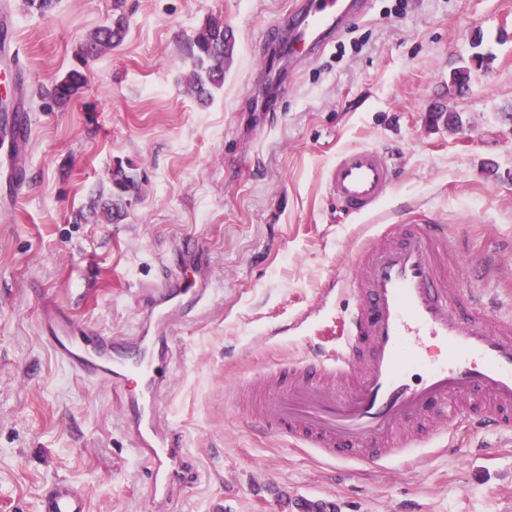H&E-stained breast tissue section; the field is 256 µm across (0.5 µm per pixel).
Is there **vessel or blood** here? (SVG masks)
Masks as SVG:
<instances>
[{
	"mask_svg": "<svg viewBox=\"0 0 512 512\" xmlns=\"http://www.w3.org/2000/svg\"><path fill=\"white\" fill-rule=\"evenodd\" d=\"M366 0H298L285 39L293 54L313 53L362 15ZM31 133L11 116V145ZM393 170L368 148L342 151L329 171L331 195L348 214L373 212ZM199 246L182 250L190 278L164 277L147 290L132 336H93L61 308H47L41 330L74 375L111 388L134 455L146 462L152 502L165 504L198 478L182 433L164 420L160 398L173 379L174 313L202 302L208 275ZM464 251L444 224H397L351 260L334 348L315 346L279 366L252 395L249 426L316 449L332 461L390 463L449 436L457 419L512 437V317L490 318L486 297L448 286L449 258ZM42 512H87L83 490L56 482Z\"/></svg>",
	"mask_w": 512,
	"mask_h": 512,
	"instance_id": "vessel-or-blood-1",
	"label": "vessel or blood"
}]
</instances>
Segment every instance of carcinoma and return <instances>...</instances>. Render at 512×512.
Returning a JSON list of instances; mask_svg holds the SVG:
<instances>
[{
	"label": "carcinoma",
	"instance_id": "carcinoma-1",
	"mask_svg": "<svg viewBox=\"0 0 512 512\" xmlns=\"http://www.w3.org/2000/svg\"><path fill=\"white\" fill-rule=\"evenodd\" d=\"M124 0H113L110 22L97 29L88 39L85 53L91 54L105 47H115L123 41L127 30V19L123 11ZM235 49L233 30L224 24L220 15L206 19L197 33L188 41V55L193 69L188 89L201 103L212 96V89L224 82V70L231 63ZM86 75L73 68L57 81L50 91L54 101L60 103L71 99L84 85ZM142 177L132 162L117 161L112 166L110 187L106 197L98 198L94 206L97 220L102 223L117 221L124 216L129 201L141 195Z\"/></svg>",
	"mask_w": 512,
	"mask_h": 512
}]
</instances>
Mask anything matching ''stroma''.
I'll use <instances>...</instances> for the list:
<instances>
[{
	"mask_svg": "<svg viewBox=\"0 0 512 512\" xmlns=\"http://www.w3.org/2000/svg\"><path fill=\"white\" fill-rule=\"evenodd\" d=\"M113 0H57L49 15L0 0V96L30 115L27 180L0 201V512H40L56 480L90 512H153L110 388L71 375L39 331L48 304L93 333L133 335L143 288L177 267L182 244L210 263L206 299L176 324L174 382L161 401L200 478L167 512H512V442L454 427L404 465L330 461L247 430L240 380L331 345L347 302L346 261L388 224H445L470 257L501 250L488 280L512 311V0H369L314 56L280 58L273 37L296 0H125L115 48L83 53ZM212 15L236 37L208 104L185 89L187 41ZM469 66L464 90L451 83ZM87 83L45 109L70 69ZM380 151L386 200L347 216L327 188L337 156ZM147 182L124 217L90 206L115 161Z\"/></svg>",
	"mask_w": 512,
	"mask_h": 512,
	"instance_id": "35a3bbf8",
	"label": "stroma"
}]
</instances>
